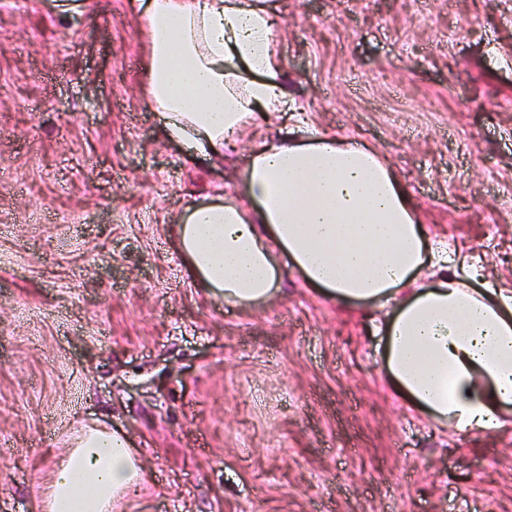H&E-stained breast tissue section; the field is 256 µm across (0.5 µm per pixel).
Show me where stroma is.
<instances>
[{
	"label": "stroma",
	"mask_w": 512,
	"mask_h": 512,
	"mask_svg": "<svg viewBox=\"0 0 512 512\" xmlns=\"http://www.w3.org/2000/svg\"><path fill=\"white\" fill-rule=\"evenodd\" d=\"M295 111L375 148L431 238L512 289V0H270ZM130 0H0V512H33L79 423L149 470L125 512H512V429L396 395L358 309L285 269L213 301L171 224L235 187L163 137Z\"/></svg>",
	"instance_id": "1"
}]
</instances>
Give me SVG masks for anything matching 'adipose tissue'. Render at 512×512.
<instances>
[{
	"label": "adipose tissue",
	"mask_w": 512,
	"mask_h": 512,
	"mask_svg": "<svg viewBox=\"0 0 512 512\" xmlns=\"http://www.w3.org/2000/svg\"><path fill=\"white\" fill-rule=\"evenodd\" d=\"M149 64L142 90L167 138L223 159L248 127L288 112L268 0H135ZM181 259L216 300L248 308L289 261L343 306L388 308L382 370L393 389L460 435L512 423V289L427 237L394 170L370 147L304 135L258 142L235 193L188 203ZM147 475L126 434L92 423L69 438L35 512H111Z\"/></svg>",
	"instance_id": "1"
}]
</instances>
